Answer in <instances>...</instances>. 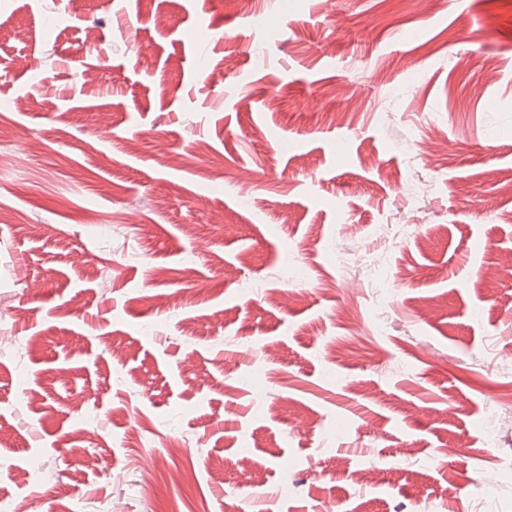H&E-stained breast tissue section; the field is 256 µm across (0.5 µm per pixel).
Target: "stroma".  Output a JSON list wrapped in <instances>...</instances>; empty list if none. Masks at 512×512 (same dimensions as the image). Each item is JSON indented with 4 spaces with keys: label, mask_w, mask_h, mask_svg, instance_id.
Segmentation results:
<instances>
[{
    "label": "stroma",
    "mask_w": 512,
    "mask_h": 512,
    "mask_svg": "<svg viewBox=\"0 0 512 512\" xmlns=\"http://www.w3.org/2000/svg\"><path fill=\"white\" fill-rule=\"evenodd\" d=\"M0 28L26 512H254L281 481L267 512H512V430L484 435L512 417V0H0Z\"/></svg>",
    "instance_id": "obj_1"
}]
</instances>
